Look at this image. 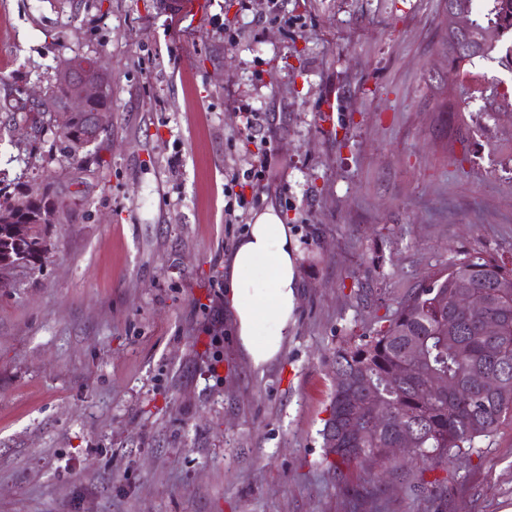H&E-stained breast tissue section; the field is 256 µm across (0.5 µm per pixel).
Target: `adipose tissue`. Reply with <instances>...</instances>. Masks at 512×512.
Wrapping results in <instances>:
<instances>
[{"label":"adipose tissue","instance_id":"obj_1","mask_svg":"<svg viewBox=\"0 0 512 512\" xmlns=\"http://www.w3.org/2000/svg\"><path fill=\"white\" fill-rule=\"evenodd\" d=\"M297 247L274 207L255 213L224 262L239 345L261 372L282 353L297 305Z\"/></svg>","mask_w":512,"mask_h":512}]
</instances>
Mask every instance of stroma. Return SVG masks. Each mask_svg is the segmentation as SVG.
I'll list each match as a JSON object with an SVG mask.
<instances>
[{
    "instance_id": "35a3bbf8",
    "label": "stroma",
    "mask_w": 512,
    "mask_h": 512,
    "mask_svg": "<svg viewBox=\"0 0 512 512\" xmlns=\"http://www.w3.org/2000/svg\"><path fill=\"white\" fill-rule=\"evenodd\" d=\"M447 46L446 0H0V185L64 204L0 287V512H512L510 420L443 502L338 480L320 436L339 347L455 258L512 268V112L485 110L512 73L476 61L449 98ZM82 54L112 107L71 155L8 102ZM268 205L298 288L259 373L224 259Z\"/></svg>"
}]
</instances>
